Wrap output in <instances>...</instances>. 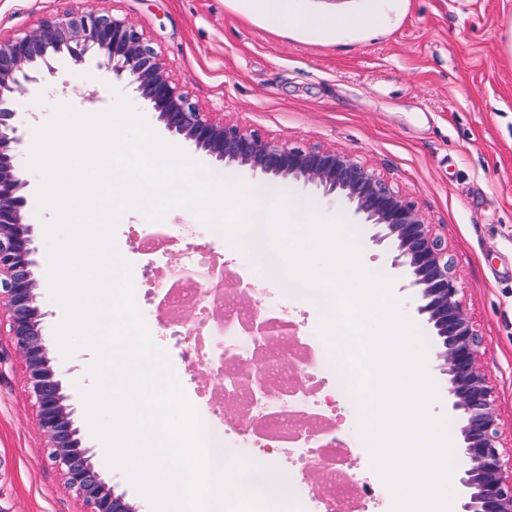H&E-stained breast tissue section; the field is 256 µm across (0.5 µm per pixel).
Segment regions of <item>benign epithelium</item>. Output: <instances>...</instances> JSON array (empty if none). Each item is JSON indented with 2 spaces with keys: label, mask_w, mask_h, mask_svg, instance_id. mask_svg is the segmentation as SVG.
Segmentation results:
<instances>
[{
  "label": "benign epithelium",
  "mask_w": 512,
  "mask_h": 512,
  "mask_svg": "<svg viewBox=\"0 0 512 512\" xmlns=\"http://www.w3.org/2000/svg\"><path fill=\"white\" fill-rule=\"evenodd\" d=\"M88 56L113 78L128 81L170 134L260 180L311 186L340 203L350 223L370 229L371 248L386 254L401 288L410 293V308L438 339L448 413L459 425V512H512V457L500 450L501 416L480 362L481 338L463 303L446 241L415 202L351 152L293 146L222 112L204 111L173 79L137 25L69 9L42 19L31 31L0 36V309L8 318L7 336L25 364L49 458L84 512L136 509L115 494L96 470L94 453L82 446L70 396L52 364L35 276L38 249L25 222L28 180L19 166L25 137L16 98L40 93L60 60L82 64Z\"/></svg>",
  "instance_id": "1"
}]
</instances>
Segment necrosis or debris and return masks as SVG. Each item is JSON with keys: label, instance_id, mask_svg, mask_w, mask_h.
I'll return each mask as SVG.
<instances>
[{"label": "necrosis or debris", "instance_id": "necrosis-or-debris-1", "mask_svg": "<svg viewBox=\"0 0 512 512\" xmlns=\"http://www.w3.org/2000/svg\"><path fill=\"white\" fill-rule=\"evenodd\" d=\"M192 277L169 296L173 309L191 305L192 324L171 317V335L183 344L201 374L222 368V404H207L199 416L224 452L237 448H289L298 469L329 472L319 489L307 490L311 512H376L362 497L356 474L336 466V404L355 399L338 368L329 362V341L320 333L271 334L260 323L278 322L273 309L253 313L244 288H228L207 273L208 257L192 249L183 257Z\"/></svg>", "mask_w": 512, "mask_h": 512}]
</instances>
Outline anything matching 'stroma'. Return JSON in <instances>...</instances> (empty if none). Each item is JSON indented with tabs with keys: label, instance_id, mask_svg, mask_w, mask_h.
Returning a JSON list of instances; mask_svg holds the SVG:
<instances>
[{
	"label": "stroma",
	"instance_id": "stroma-1",
	"mask_svg": "<svg viewBox=\"0 0 512 512\" xmlns=\"http://www.w3.org/2000/svg\"><path fill=\"white\" fill-rule=\"evenodd\" d=\"M294 15L329 19L351 13L353 29L299 31L270 24L256 0H0V34L32 30L65 9H91L137 24L172 77L207 112L294 145H322L358 155L411 198L448 242L467 311L481 338V362L496 388L500 443L512 450V0H290ZM94 92V101L83 98ZM127 83L95 61L64 59L40 94L18 96L22 118L50 117L55 105L102 112ZM29 185L26 221L39 250L35 275L53 336L62 310L50 296L48 246L39 209V178ZM164 223L175 242L164 261L180 265L181 249L223 255L229 270L248 269L252 296L280 304L283 315L313 331L318 309L263 281L247 252L212 234L192 213L176 208ZM146 221L126 211L115 231L133 269L148 259L137 247ZM52 363L76 407L75 421L94 464L138 512H152L123 472L110 468L85 417L79 380L91 355L81 349ZM342 455L387 512L388 489L344 405L336 407ZM25 365L9 337L0 338V512H83L47 460Z\"/></svg>",
	"mask_w": 512,
	"mask_h": 512
}]
</instances>
